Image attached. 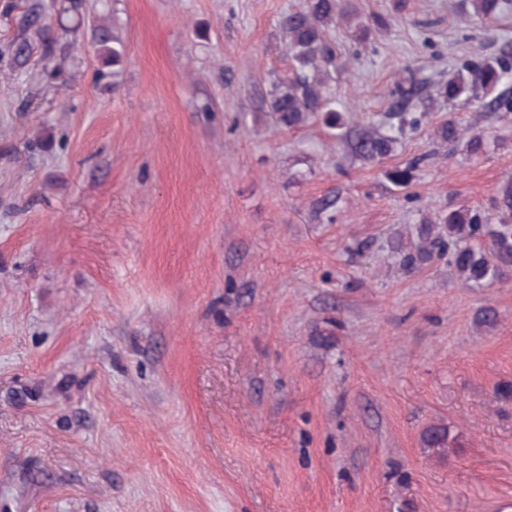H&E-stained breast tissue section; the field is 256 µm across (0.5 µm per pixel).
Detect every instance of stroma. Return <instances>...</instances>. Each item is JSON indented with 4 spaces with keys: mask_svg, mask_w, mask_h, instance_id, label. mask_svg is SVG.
<instances>
[{
    "mask_svg": "<svg viewBox=\"0 0 512 512\" xmlns=\"http://www.w3.org/2000/svg\"><path fill=\"white\" fill-rule=\"evenodd\" d=\"M302 2L0 0V512H512V274L400 267L425 221L494 219L512 179V113L432 87L512 42V11L352 0L337 109L380 122L408 71L424 102L369 162L262 108ZM453 112L485 154L434 138ZM434 425L457 447H424ZM467 2L472 7V13L462 8L458 11L454 2H451V14L458 18H470L476 16L484 21L496 20L504 10H508L512 5L511 0H461ZM90 37L92 46L101 61L97 77L104 79L110 74L104 71L105 68L110 65L112 67L121 65L125 53L124 43L114 25L112 27L104 24L94 26Z\"/></svg>",
    "mask_w": 512,
    "mask_h": 512,
    "instance_id": "35a3bbf8",
    "label": "stroma"
}]
</instances>
